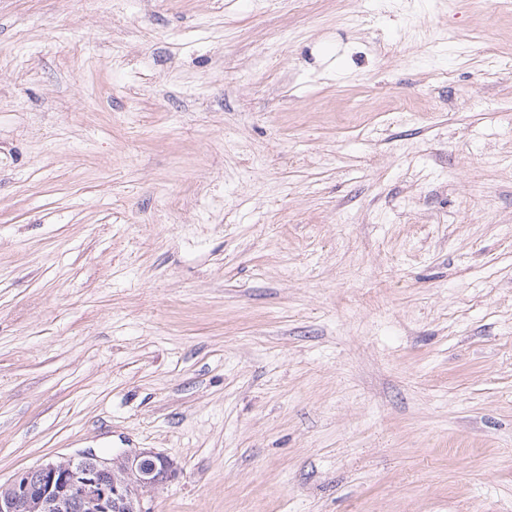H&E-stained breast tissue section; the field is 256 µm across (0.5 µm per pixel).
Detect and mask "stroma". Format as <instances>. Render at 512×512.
I'll return each instance as SVG.
<instances>
[{
  "mask_svg": "<svg viewBox=\"0 0 512 512\" xmlns=\"http://www.w3.org/2000/svg\"><path fill=\"white\" fill-rule=\"evenodd\" d=\"M512 512V0H0V483ZM121 463L120 474L112 481L102 473ZM38 479L30 470L16 472L0 488V512H17L21 505L36 500L43 512L70 511L76 502L83 512H153L152 494L177 480L182 470L171 457L151 448L130 449L112 458H102L91 450L61 457L39 465ZM32 504L18 512L33 511Z\"/></svg>",
  "mask_w": 512,
  "mask_h": 512,
  "instance_id": "35a3bbf8",
  "label": "stroma"
}]
</instances>
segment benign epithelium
<instances>
[{
    "label": "benign epithelium",
    "mask_w": 512,
    "mask_h": 512,
    "mask_svg": "<svg viewBox=\"0 0 512 512\" xmlns=\"http://www.w3.org/2000/svg\"><path fill=\"white\" fill-rule=\"evenodd\" d=\"M116 462L121 463L120 474L110 482L102 480ZM36 472L34 480L30 471H18L0 488V512H18L32 500L42 512H68L75 502L81 512H153L152 494L177 480L182 470L171 457L139 448L110 459L89 450L45 462Z\"/></svg>",
    "instance_id": "7a95c632"
}]
</instances>
